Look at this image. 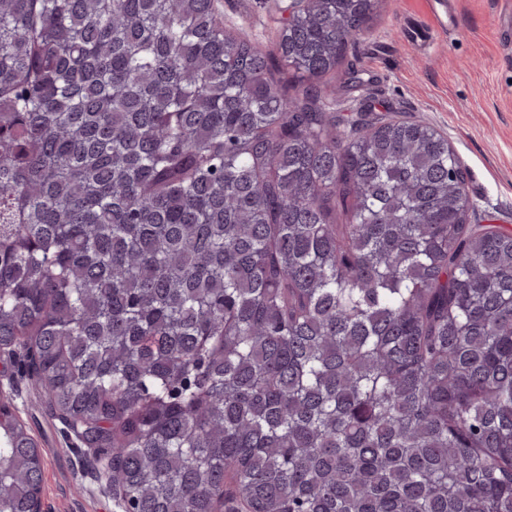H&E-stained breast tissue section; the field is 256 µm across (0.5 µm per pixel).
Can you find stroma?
<instances>
[{
	"label": "stroma",
	"instance_id": "35a3bbf8",
	"mask_svg": "<svg viewBox=\"0 0 512 512\" xmlns=\"http://www.w3.org/2000/svg\"><path fill=\"white\" fill-rule=\"evenodd\" d=\"M289 0H217L225 28L246 29L273 48ZM512 0H455V30L425 45L406 39L409 21L431 23L430 0H384L353 53L357 77L332 76L325 104L341 120L364 109L376 117H412L439 128L470 173L469 191L484 224L512 230V44L497 36ZM0 382L43 454L46 512H119L94 486L93 464L66 427L38 405L39 387L22 357H0Z\"/></svg>",
	"mask_w": 512,
	"mask_h": 512
}]
</instances>
